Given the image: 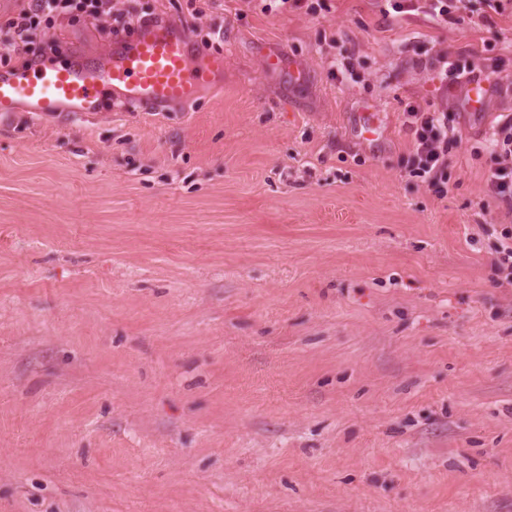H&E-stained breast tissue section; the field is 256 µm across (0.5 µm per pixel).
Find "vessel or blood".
I'll list each match as a JSON object with an SVG mask.
<instances>
[{
	"mask_svg": "<svg viewBox=\"0 0 512 512\" xmlns=\"http://www.w3.org/2000/svg\"><path fill=\"white\" fill-rule=\"evenodd\" d=\"M223 76V54L177 26L146 22L117 35L111 50L92 61L74 54L64 63L0 69V117L23 113L49 122L64 112L92 115L107 90L125 106L161 112L192 102Z\"/></svg>",
	"mask_w": 512,
	"mask_h": 512,
	"instance_id": "vessel-or-blood-1",
	"label": "vessel or blood"
}]
</instances>
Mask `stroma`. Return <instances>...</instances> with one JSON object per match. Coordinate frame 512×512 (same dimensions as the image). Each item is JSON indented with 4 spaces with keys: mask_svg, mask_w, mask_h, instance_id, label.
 Listing matches in <instances>:
<instances>
[{
    "mask_svg": "<svg viewBox=\"0 0 512 512\" xmlns=\"http://www.w3.org/2000/svg\"><path fill=\"white\" fill-rule=\"evenodd\" d=\"M18 8L2 66L112 43L76 13L10 52ZM482 8L112 0L223 52L224 85L0 118V512H512V218L486 188L512 12ZM416 46L486 77L479 104ZM413 109L458 140L446 194L409 174ZM383 19L423 9L431 16L448 22L455 13L470 10L472 0H375Z\"/></svg>",
    "mask_w": 512,
    "mask_h": 512,
    "instance_id": "stroma-1",
    "label": "stroma"
}]
</instances>
